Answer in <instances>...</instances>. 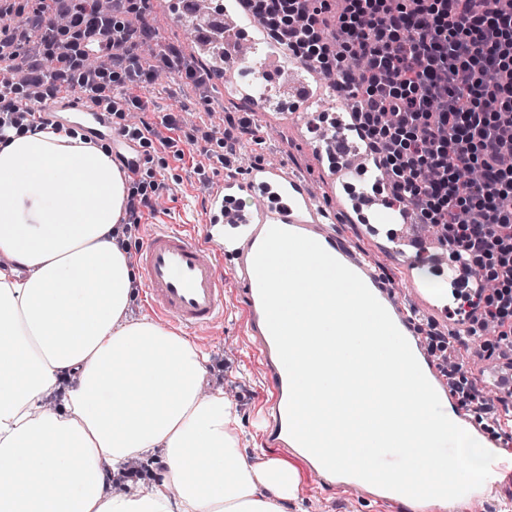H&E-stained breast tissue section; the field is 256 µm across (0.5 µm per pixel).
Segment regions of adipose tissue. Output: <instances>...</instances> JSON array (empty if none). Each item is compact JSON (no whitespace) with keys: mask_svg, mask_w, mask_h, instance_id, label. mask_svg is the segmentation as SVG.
<instances>
[{"mask_svg":"<svg viewBox=\"0 0 512 512\" xmlns=\"http://www.w3.org/2000/svg\"><path fill=\"white\" fill-rule=\"evenodd\" d=\"M129 195L80 130L0 138V512H287L297 469L245 461L233 406L204 391L207 355L124 319L133 272L115 238ZM71 376L64 410L47 405ZM155 453L160 481L113 491L111 473Z\"/></svg>","mask_w":512,"mask_h":512,"instance_id":"ef3b65f1","label":"adipose tissue"}]
</instances>
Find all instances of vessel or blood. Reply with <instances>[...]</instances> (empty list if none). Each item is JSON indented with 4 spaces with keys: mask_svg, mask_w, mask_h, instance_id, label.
I'll return each mask as SVG.
<instances>
[{
    "mask_svg": "<svg viewBox=\"0 0 512 512\" xmlns=\"http://www.w3.org/2000/svg\"><path fill=\"white\" fill-rule=\"evenodd\" d=\"M224 14L225 44L235 54L219 77V86L225 95L236 97L247 111L269 112L279 108L281 88L271 80L270 73L285 64L288 52L264 36L262 25L245 9L242 0H226ZM356 110L355 103H347L331 125L318 133V154L324 160H342L341 179L345 182L366 174L378 177L383 171L380 160L373 158L362 132L355 126ZM75 112L89 119L93 134L111 139L113 154L126 157V173L135 176L138 166L134 158L139 147L131 137L113 130L109 111L86 106L62 90L40 104L37 116L64 123ZM207 198L210 217L202 232L167 221L151 225L136 254L147 306L160 321H172L188 333H198L227 316L224 276L232 274L246 299L248 339L267 372L262 418L268 424L269 443L282 455L305 456L308 476L314 485L359 488V481L331 474L314 456L305 455L303 447L288 432V377L266 326L252 267L257 248L270 227L278 226L316 240L357 273L398 329L404 331L429 382L455 410L460 400L458 392L449 386L424 338L409 330L396 290L382 286L371 260L339 239L333 212L320 203L308 178L290 175L280 166L257 164L243 175L212 185ZM405 243L403 232H394L388 239V249L405 256L412 266L428 261L446 267V259L428 249L406 253Z\"/></svg>",
    "mask_w": 512,
    "mask_h": 512,
    "instance_id": "obj_1",
    "label": "vessel or blood"
}]
</instances>
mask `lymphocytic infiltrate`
Instances as JSON below:
<instances>
[{
	"label": "lymphocytic infiltrate",
	"mask_w": 512,
	"mask_h": 512,
	"mask_svg": "<svg viewBox=\"0 0 512 512\" xmlns=\"http://www.w3.org/2000/svg\"><path fill=\"white\" fill-rule=\"evenodd\" d=\"M148 0H0V132L62 88L125 118L176 48L145 54ZM278 44L358 97L392 187L479 279L482 350L512 352V0H245Z\"/></svg>",
	"instance_id": "1"
}]
</instances>
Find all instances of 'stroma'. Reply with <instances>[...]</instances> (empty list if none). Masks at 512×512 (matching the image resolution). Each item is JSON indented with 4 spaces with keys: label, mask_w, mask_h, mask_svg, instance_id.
<instances>
[{
    "label": "stroma",
    "mask_w": 512,
    "mask_h": 512,
    "mask_svg": "<svg viewBox=\"0 0 512 512\" xmlns=\"http://www.w3.org/2000/svg\"><path fill=\"white\" fill-rule=\"evenodd\" d=\"M146 23L155 30L157 42L162 46H175L182 61L198 67L211 68L207 56L198 53L196 45L181 22L173 21L168 0H152ZM177 68L162 71L157 80L144 87L128 86L124 93L139 97L146 107L145 117L160 122L163 116L176 119L183 136L174 145L152 144L141 151L143 164L138 180L156 182L157 196L151 206L142 208L141 225H150L165 219L183 224L201 226L207 217L205 187L223 179L225 169L220 162L224 149L220 143L229 119L240 117L237 101L224 98L219 87H211L209 105H201L192 92L177 85ZM214 131L215 142L210 145V156L192 152L185 134L201 125ZM280 162L290 173L307 177L325 204L336 214V231L353 248L366 254L382 277L398 290L405 307L421 308L423 303L434 302L440 280L432 277L427 268L408 267L402 258L394 256L383 239L366 237L360 225L349 218V199L334 181L327 165L321 163L303 115L282 112H258L250 120L249 133L241 137L240 150L233 166L242 172L255 162ZM224 302L230 309L227 319L208 331L195 335L193 342L207 353L206 388L217 392L226 383H234L242 401L236 408L239 425L235 438L247 462L274 456L261 435V405L265 391V377L249 345L241 312V295L235 284H228ZM288 512H410L402 502L378 503L361 494L344 491L312 492L308 482H301L297 497L289 502Z\"/></svg>",
    "instance_id": "1"
}]
</instances>
